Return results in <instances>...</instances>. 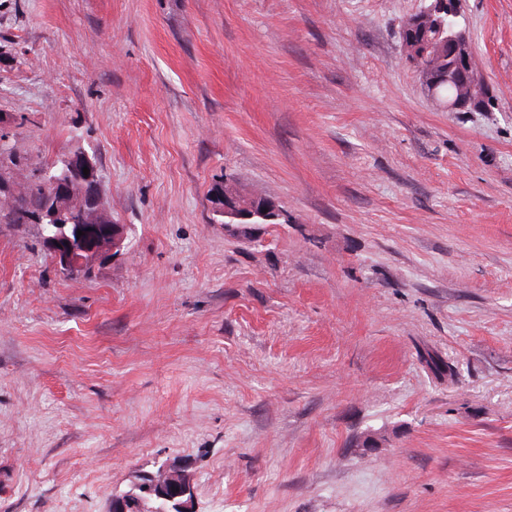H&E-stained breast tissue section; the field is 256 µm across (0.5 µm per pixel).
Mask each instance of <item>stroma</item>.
<instances>
[{
  "mask_svg": "<svg viewBox=\"0 0 512 512\" xmlns=\"http://www.w3.org/2000/svg\"><path fill=\"white\" fill-rule=\"evenodd\" d=\"M423 5L0 0L13 180L83 152L123 227L72 274L0 224V512L170 463L195 512H512V0L457 19L490 112L422 87ZM217 215L224 217V226L235 232L246 230L254 233L256 224H274L272 222L287 220V213L275 203L264 199H255L241 203L224 192V198L219 199ZM267 209V212H264Z\"/></svg>",
  "mask_w": 512,
  "mask_h": 512,
  "instance_id": "obj_1",
  "label": "stroma"
}]
</instances>
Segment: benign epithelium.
Here are the masks:
<instances>
[{
  "instance_id": "benign-epithelium-1",
  "label": "benign epithelium",
  "mask_w": 512,
  "mask_h": 512,
  "mask_svg": "<svg viewBox=\"0 0 512 512\" xmlns=\"http://www.w3.org/2000/svg\"><path fill=\"white\" fill-rule=\"evenodd\" d=\"M462 0H448V37L455 40L461 54H466L469 37L468 34L457 28L456 19L461 14ZM89 169V174H83V168ZM44 183L50 187V195L62 194L70 188L72 183L78 182L83 189L89 191L98 205V211H103L104 202L99 188L96 169L92 162L79 153L66 161V172L62 175L44 171ZM64 208L60 207L50 213L47 219L50 223L44 225V242L52 253L57 267L69 272L75 268L87 266L92 259L111 251L121 240L123 227L120 224L90 221L86 224H57L55 220L61 218ZM217 215L224 217V226L235 232L246 230L254 232L256 224H270L275 221L287 219L286 211L272 202L264 199H255L241 203L229 194L219 199ZM83 235H78V231ZM154 483L160 489L171 488V495L167 500L171 503V512H193L192 503L194 490L192 484L176 480V475L168 466H163L157 474L153 475Z\"/></svg>"
}]
</instances>
